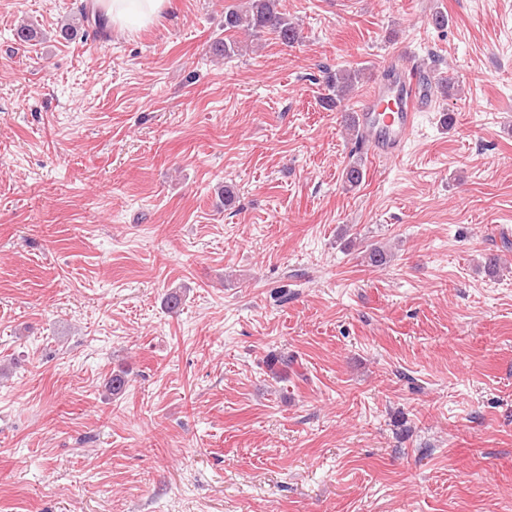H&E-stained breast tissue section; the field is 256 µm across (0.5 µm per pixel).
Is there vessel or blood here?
Here are the masks:
<instances>
[{
  "mask_svg": "<svg viewBox=\"0 0 512 512\" xmlns=\"http://www.w3.org/2000/svg\"><path fill=\"white\" fill-rule=\"evenodd\" d=\"M424 90L409 66H394L366 97L358 120L372 151L384 158L400 155L416 122Z\"/></svg>",
  "mask_w": 512,
  "mask_h": 512,
  "instance_id": "obj_1",
  "label": "vessel or blood"
}]
</instances>
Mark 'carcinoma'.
<instances>
[{
  "label": "carcinoma",
  "instance_id": "obj_1",
  "mask_svg": "<svg viewBox=\"0 0 512 512\" xmlns=\"http://www.w3.org/2000/svg\"><path fill=\"white\" fill-rule=\"evenodd\" d=\"M257 39L261 34L275 36L281 44L292 46L300 40L299 28L279 9V0H246L244 7H230L224 11V32L237 33ZM358 75L347 70L327 73V83L333 95L325 105L332 109L344 104L352 92ZM362 259L372 267H382L389 260V252L382 246H366Z\"/></svg>",
  "mask_w": 512,
  "mask_h": 512
}]
</instances>
